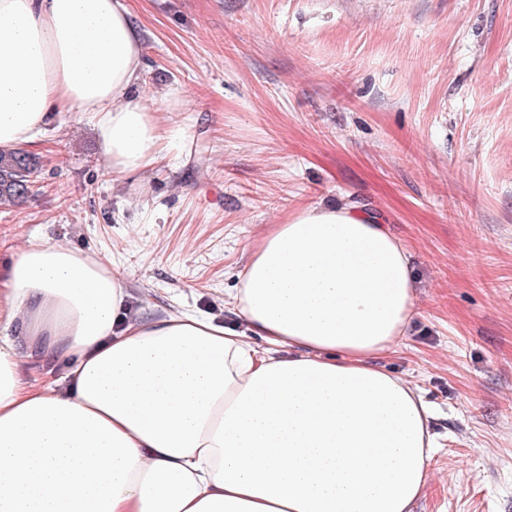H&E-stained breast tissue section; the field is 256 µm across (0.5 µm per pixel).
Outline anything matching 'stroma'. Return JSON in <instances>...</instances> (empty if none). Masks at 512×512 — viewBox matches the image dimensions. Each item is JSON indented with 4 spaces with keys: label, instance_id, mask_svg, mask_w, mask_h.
Segmentation results:
<instances>
[{
    "label": "stroma",
    "instance_id": "obj_1",
    "mask_svg": "<svg viewBox=\"0 0 512 512\" xmlns=\"http://www.w3.org/2000/svg\"><path fill=\"white\" fill-rule=\"evenodd\" d=\"M132 95L164 160L115 179L97 129L56 113L0 206V277L26 242L104 264L130 315L225 308L255 244L352 203L409 249L414 313L379 366L433 409L415 512H512V0H128Z\"/></svg>",
    "mask_w": 512,
    "mask_h": 512
}]
</instances>
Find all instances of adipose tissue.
Returning <instances> with one entry per match:
<instances>
[{
    "mask_svg": "<svg viewBox=\"0 0 512 512\" xmlns=\"http://www.w3.org/2000/svg\"><path fill=\"white\" fill-rule=\"evenodd\" d=\"M140 78L126 0H0V149L80 112L115 174L152 169ZM124 299L62 245L27 243L0 280V512H413L435 442L418 390L375 363L414 308L378 218L314 205L271 225L234 295L242 332L186 312L119 327ZM58 354L63 377L21 374Z\"/></svg>",
    "mask_w": 512,
    "mask_h": 512,
    "instance_id": "obj_1",
    "label": "adipose tissue"
}]
</instances>
